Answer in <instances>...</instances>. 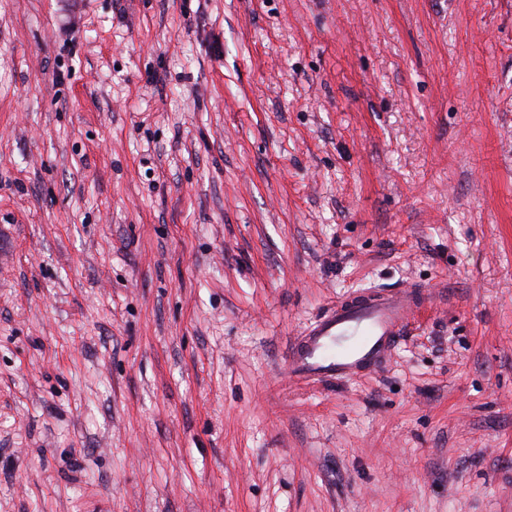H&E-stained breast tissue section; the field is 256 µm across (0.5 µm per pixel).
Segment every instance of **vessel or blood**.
Here are the masks:
<instances>
[{
    "label": "vessel or blood",
    "instance_id": "b4317fda",
    "mask_svg": "<svg viewBox=\"0 0 512 512\" xmlns=\"http://www.w3.org/2000/svg\"><path fill=\"white\" fill-rule=\"evenodd\" d=\"M419 286L354 292L336 301L303 335L288 343L291 376L333 383L384 366L415 309L432 301Z\"/></svg>",
    "mask_w": 512,
    "mask_h": 512
}]
</instances>
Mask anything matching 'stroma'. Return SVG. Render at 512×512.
<instances>
[{
  "instance_id": "1",
  "label": "stroma",
  "mask_w": 512,
  "mask_h": 512,
  "mask_svg": "<svg viewBox=\"0 0 512 512\" xmlns=\"http://www.w3.org/2000/svg\"><path fill=\"white\" fill-rule=\"evenodd\" d=\"M0 512H512V0H0ZM420 286L354 292L336 301L302 336L288 342V372L297 379L334 383L384 366L409 318L434 294Z\"/></svg>"
}]
</instances>
